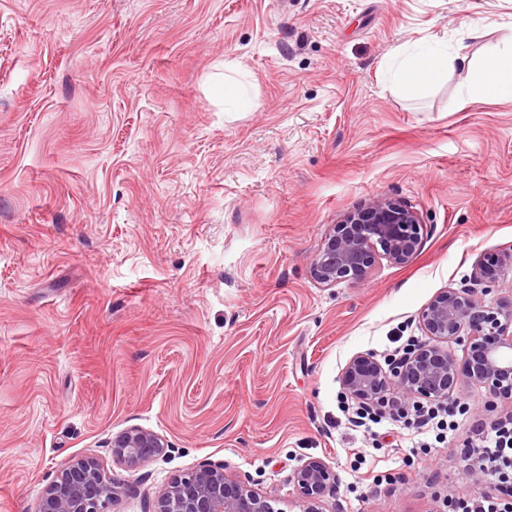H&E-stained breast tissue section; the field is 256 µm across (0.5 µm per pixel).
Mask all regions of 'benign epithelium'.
<instances>
[{
    "label": "benign epithelium",
    "mask_w": 512,
    "mask_h": 512,
    "mask_svg": "<svg viewBox=\"0 0 512 512\" xmlns=\"http://www.w3.org/2000/svg\"><path fill=\"white\" fill-rule=\"evenodd\" d=\"M420 218L395 199L378 198L349 214L325 235L310 274L325 288L363 279L381 256L402 265L420 250ZM429 342L384 363L370 352L355 354L342 370L343 392L368 410L384 409L388 391L406 401L447 399L459 381L486 387L512 398V300L494 307L478 303L469 289L446 288L421 312ZM465 335L467 354L458 360L446 343ZM165 440L152 430L131 427L112 437V460L143 466L162 454ZM290 481L301 496L302 512H318L316 503L337 477L317 459L295 468ZM124 493L94 456L80 458L59 471L41 497L36 512H112ZM274 497L222 465L203 463L172 480L156 497L152 512H277Z\"/></svg>",
    "instance_id": "1"
}]
</instances>
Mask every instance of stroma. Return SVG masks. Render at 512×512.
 Listing matches in <instances>:
<instances>
[{
	"label": "stroma",
	"mask_w": 512,
	"mask_h": 512,
	"mask_svg": "<svg viewBox=\"0 0 512 512\" xmlns=\"http://www.w3.org/2000/svg\"><path fill=\"white\" fill-rule=\"evenodd\" d=\"M511 35L512 0H0V512L86 455L126 488L112 512L204 462L277 512L310 458L338 476L319 512L482 492L462 448L511 399L460 382L430 459L400 428L373 447L340 375L425 341L438 292L512 256V99L464 101L466 63L413 97L389 79L397 53ZM378 197L419 214L420 251L315 284L331 225ZM134 426L164 453L113 463ZM355 448L381 484L355 485Z\"/></svg>",
	"instance_id": "35a3bbf8"
}]
</instances>
